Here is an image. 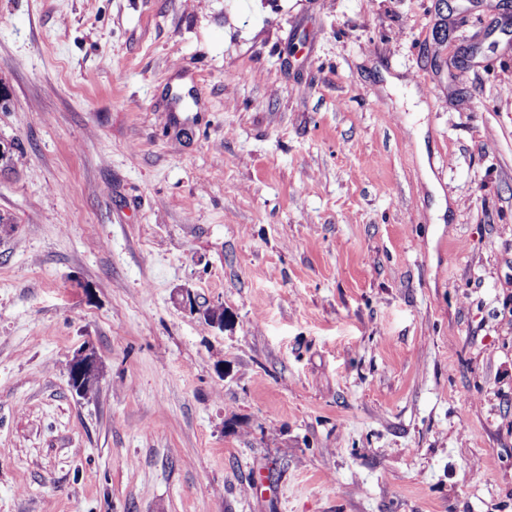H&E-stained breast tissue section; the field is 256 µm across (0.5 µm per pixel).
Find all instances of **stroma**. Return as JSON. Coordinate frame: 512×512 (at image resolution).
<instances>
[{"label":"stroma","mask_w":512,"mask_h":512,"mask_svg":"<svg viewBox=\"0 0 512 512\" xmlns=\"http://www.w3.org/2000/svg\"><path fill=\"white\" fill-rule=\"evenodd\" d=\"M0 83V512H512V0H0ZM74 365H77V369L86 377L92 375L98 377V358L94 348L90 345H85L77 351L71 361L70 367Z\"/></svg>","instance_id":"1"}]
</instances>
